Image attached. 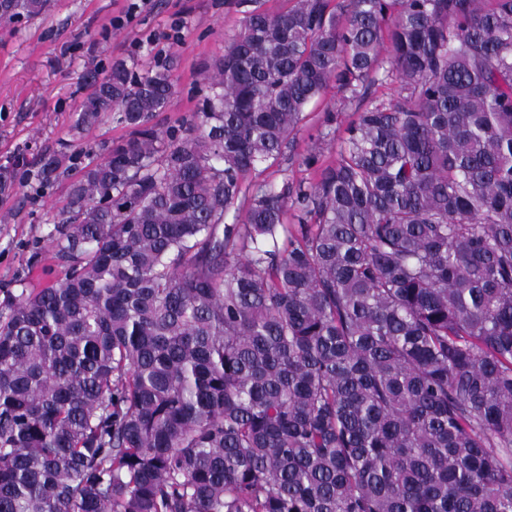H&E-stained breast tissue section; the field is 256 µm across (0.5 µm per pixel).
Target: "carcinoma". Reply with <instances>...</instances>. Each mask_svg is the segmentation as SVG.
<instances>
[{
    "mask_svg": "<svg viewBox=\"0 0 512 512\" xmlns=\"http://www.w3.org/2000/svg\"><path fill=\"white\" fill-rule=\"evenodd\" d=\"M206 79L160 130L167 68L84 75L77 127L130 137L48 232L64 278L0 300V512H512V0L255 7ZM388 80L226 222L330 83Z\"/></svg>",
    "mask_w": 512,
    "mask_h": 512,
    "instance_id": "1",
    "label": "carcinoma"
}]
</instances>
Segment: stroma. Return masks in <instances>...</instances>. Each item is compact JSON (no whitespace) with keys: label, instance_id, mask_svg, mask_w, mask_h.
I'll return each instance as SVG.
<instances>
[{"label":"stroma","instance_id":"1","mask_svg":"<svg viewBox=\"0 0 512 512\" xmlns=\"http://www.w3.org/2000/svg\"><path fill=\"white\" fill-rule=\"evenodd\" d=\"M131 0H51L39 18L13 26L0 24V172L12 187L0 192V289L42 288L59 281L62 270L46 239L69 187L89 157H103L129 129L117 113L97 125L76 129L85 95V69L110 68L125 60L140 74L165 65L176 92L155 122L165 128L190 121L207 93L206 72L237 33L242 14L237 0H142L131 22L113 25ZM336 86L311 103L277 164L243 179L235 203L243 209L254 184L314 183L338 154L345 130L360 110ZM63 153L68 173L38 187L37 160ZM318 162H304L308 154Z\"/></svg>","mask_w":512,"mask_h":512}]
</instances>
